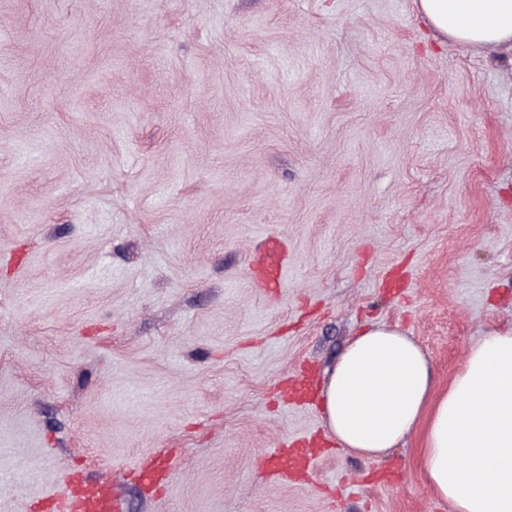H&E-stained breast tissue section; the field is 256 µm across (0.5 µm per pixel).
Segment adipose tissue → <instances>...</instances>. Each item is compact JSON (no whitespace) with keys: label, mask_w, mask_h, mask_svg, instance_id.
Listing matches in <instances>:
<instances>
[{"label":"adipose tissue","mask_w":512,"mask_h":512,"mask_svg":"<svg viewBox=\"0 0 512 512\" xmlns=\"http://www.w3.org/2000/svg\"><path fill=\"white\" fill-rule=\"evenodd\" d=\"M437 35L512 47V0H417ZM324 424L337 445L375 458L412 434L433 492L454 512H512V331L483 337L438 389L429 359L401 330L362 327L328 371Z\"/></svg>","instance_id":"obj_1"}]
</instances>
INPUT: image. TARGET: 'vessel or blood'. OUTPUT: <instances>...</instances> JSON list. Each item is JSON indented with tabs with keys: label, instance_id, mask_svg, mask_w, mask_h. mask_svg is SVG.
I'll list each match as a JSON object with an SVG mask.
<instances>
[{
	"label": "vessel or blood",
	"instance_id": "vessel-or-blood-1",
	"mask_svg": "<svg viewBox=\"0 0 512 512\" xmlns=\"http://www.w3.org/2000/svg\"><path fill=\"white\" fill-rule=\"evenodd\" d=\"M255 255L265 272L266 287H279L282 281V245L279 240L264 239L256 246ZM270 459L275 479L285 481L298 471L311 469L316 456L310 449L282 443L274 449ZM134 470L146 484L153 486L164 485L172 474L171 465H160L153 460L137 463ZM50 498L58 512H122L123 509L108 477L90 478L80 474L67 477Z\"/></svg>",
	"mask_w": 512,
	"mask_h": 512
}]
</instances>
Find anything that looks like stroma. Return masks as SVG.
I'll return each instance as SVG.
<instances>
[{
	"label": "stroma",
	"instance_id": "1",
	"mask_svg": "<svg viewBox=\"0 0 512 512\" xmlns=\"http://www.w3.org/2000/svg\"><path fill=\"white\" fill-rule=\"evenodd\" d=\"M365 324L440 387L512 330V49L416 0H0V512L70 470L126 512H453L416 434L265 475ZM258 265L265 271L267 288H279L282 281V245L276 238L268 237L255 248ZM133 470L146 484L153 486L164 485L172 474V466L169 463L159 465L154 460L139 462Z\"/></svg>",
	"mask_w": 512,
	"mask_h": 512
}]
</instances>
